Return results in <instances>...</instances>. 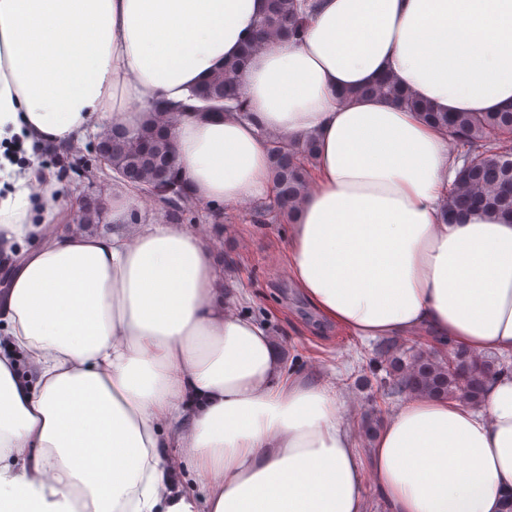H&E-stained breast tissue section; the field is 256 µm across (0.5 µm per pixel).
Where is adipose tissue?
I'll return each mask as SVG.
<instances>
[{"instance_id":"ef3b65f1","label":"adipose tissue","mask_w":512,"mask_h":512,"mask_svg":"<svg viewBox=\"0 0 512 512\" xmlns=\"http://www.w3.org/2000/svg\"><path fill=\"white\" fill-rule=\"evenodd\" d=\"M302 36L255 50L251 120L190 112L171 133L181 181L219 211L273 196L266 138L314 139L289 226L288 277L351 335H428L512 359V219L445 222L461 163L447 130L355 90L390 75L439 112L512 108V0H311ZM266 0H0V512H500L512 493V369L479 404L415 396L369 454L344 395L286 375L233 301L206 235L57 230L68 202L23 149L133 128L185 100L252 42ZM112 451L110 470L89 454ZM198 484L186 483L182 470Z\"/></svg>"}]
</instances>
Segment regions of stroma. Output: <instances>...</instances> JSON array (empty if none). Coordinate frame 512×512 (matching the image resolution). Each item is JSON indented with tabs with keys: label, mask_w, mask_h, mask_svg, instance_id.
Wrapping results in <instances>:
<instances>
[{
	"label": "stroma",
	"mask_w": 512,
	"mask_h": 512,
	"mask_svg": "<svg viewBox=\"0 0 512 512\" xmlns=\"http://www.w3.org/2000/svg\"><path fill=\"white\" fill-rule=\"evenodd\" d=\"M54 164L65 194L77 203L63 214V229L81 225L91 234L112 233L115 226L108 205L112 170L96 160L93 145L67 148L55 157ZM134 210L149 221L176 222L184 230L205 234L237 299L236 312L267 330L282 352L286 371L328 382L347 395L355 411V428L397 406L394 398L383 408L375 406L379 380L385 375L377 340H363L323 324L292 287L281 261L286 224L254 223L247 203L218 216L202 207L178 220L146 196Z\"/></svg>",
	"instance_id": "stroma-1"
}]
</instances>
